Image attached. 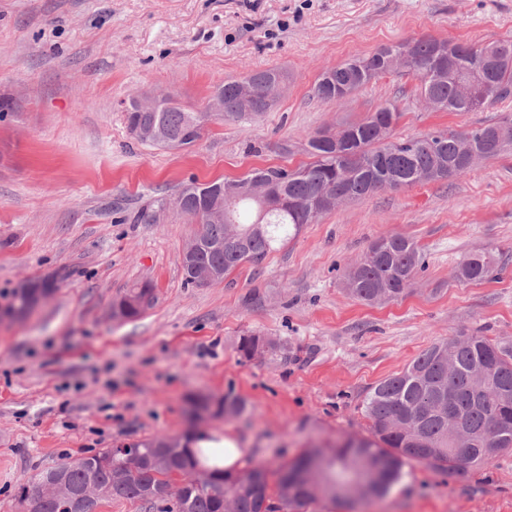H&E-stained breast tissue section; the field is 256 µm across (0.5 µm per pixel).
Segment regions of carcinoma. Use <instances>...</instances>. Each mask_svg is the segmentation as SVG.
<instances>
[{"label":"carcinoma","instance_id":"cac0c4a2","mask_svg":"<svg viewBox=\"0 0 512 512\" xmlns=\"http://www.w3.org/2000/svg\"><path fill=\"white\" fill-rule=\"evenodd\" d=\"M397 73L412 77L416 93L434 112H477L512 98V42L485 45L452 42L431 36L407 38L384 46L367 58H355L325 70L314 85V95L338 104L355 91ZM278 68L254 71L216 87L224 122L254 121L271 111L286 84ZM125 120L135 139L157 146V135L191 146L201 138L209 105L192 109L172 92L162 93L153 108L133 102L124 107ZM401 117L398 105L388 102L357 122L343 121L308 138L305 151L312 161L297 169L260 167L237 179L194 183L178 194L182 214L197 219L200 212L223 203L224 219L201 225L202 236L191 256L182 257L185 281L197 284L199 269L229 275L244 263L258 266L276 245L313 224L342 204L381 191H397L430 182H449L480 160L512 150V115L467 129H446L401 140L394 127ZM426 267L417 244L400 235L382 237L343 273L346 289L359 301L375 305L406 294L416 275ZM494 260L485 252L465 257L455 270L460 282L479 283L492 277ZM50 288H31L15 294L11 310L32 308V298ZM273 353L279 344L270 337L248 332L237 350L245 358L259 348ZM202 402L195 401L193 406ZM216 418H237L246 401L232 393L203 402ZM364 411L371 422L372 440H347L337 446L325 466L324 492L352 507L353 468L377 472L360 490V497H381L402 476L408 460L425 462L460 478L486 464L488 449L512 448V345L478 334H466L436 343L415 356L404 369L379 381L366 396ZM454 421L471 436L469 453L450 450L448 424ZM162 438L126 447V453L100 450L42 470L18 491V501L31 503L34 512H97L104 499L137 500L164 512H224L229 500L233 512H294L315 500L306 490L303 473L315 453L306 452L275 471L265 466L250 470L263 489L275 487L278 504L264 505V494L243 488L233 475L207 466L187 443L161 447ZM139 463L126 466V455ZM201 475L166 504L153 496L170 474Z\"/></svg>","mask_w":512,"mask_h":512}]
</instances>
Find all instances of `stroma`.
<instances>
[{
    "mask_svg": "<svg viewBox=\"0 0 512 512\" xmlns=\"http://www.w3.org/2000/svg\"><path fill=\"white\" fill-rule=\"evenodd\" d=\"M420 36L512 40V0H0V96L13 103L0 114V512H18L19 488L62 459L182 436L192 396L243 397V417L199 431H232L249 465L274 469L370 438L367 393L432 344L462 332L512 344V153L448 184L344 204L206 287L181 266L198 224L153 205L192 180L297 167L309 135L388 102L402 138L512 113V100L430 112L398 75L337 105L314 96L325 69ZM274 67L288 81L258 121L211 119L178 150L140 145L127 128L121 103L135 93L197 106L225 80ZM149 206L154 222H134ZM387 234L417 242L426 268L404 297L366 305L342 275ZM476 251L493 255L496 276L457 281ZM27 279L52 292L12 316ZM145 282L154 303L114 319L113 303ZM251 331L277 352L242 358ZM355 510L512 512V448L465 480L409 461L387 496Z\"/></svg>",
    "mask_w": 512,
    "mask_h": 512,
    "instance_id": "35a3bbf8",
    "label": "stroma"
}]
</instances>
